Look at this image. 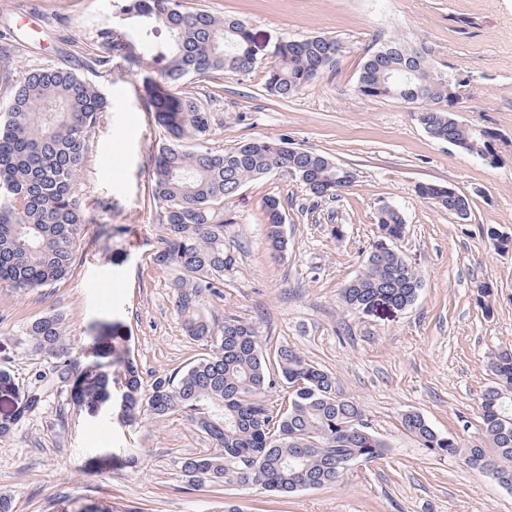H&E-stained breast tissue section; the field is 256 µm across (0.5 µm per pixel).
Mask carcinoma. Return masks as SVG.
I'll list each match as a JSON object with an SVG mask.
<instances>
[{"mask_svg":"<svg viewBox=\"0 0 512 512\" xmlns=\"http://www.w3.org/2000/svg\"><path fill=\"white\" fill-rule=\"evenodd\" d=\"M119 15L132 25L105 27L99 40L104 54L86 67L108 71L112 59L126 55L132 40L142 57L161 66L164 90H148L158 112L167 113V135L152 147L151 195L157 205L164 247L153 263L176 273V306L187 336L208 352L170 373L144 380L137 362L119 361L117 421L131 426L145 414L155 419L176 413L211 444L205 454L181 461V476L193 488L244 484L286 497L301 490L336 484L350 465L381 458L388 445L365 420L360 403L341 394L336 378L288 346L267 348L256 327L236 315L218 322L204 310L205 298L220 296L224 271L235 263L224 227L236 223L226 207L249 181L281 173L299 180L311 200L335 199L356 180L318 152L292 147L285 139H251L229 150L205 146L214 117L186 89L193 77L248 76L259 64L248 25L208 10L187 11L180 0H121ZM165 27L170 41L153 42L148 31ZM334 38L282 39L270 48L266 92L287 99L314 82L336 62ZM428 49L394 38L363 64L357 90L366 97L423 102L418 114L435 140L453 142L479 157L494 154L498 135L457 121L452 111L434 108L442 99L453 106L464 83L455 72L432 66ZM108 111L107 97L70 69L28 71L14 86L0 119V284L29 290L67 278L76 264L75 249L92 220L78 204L74 187L86 160L93 130ZM415 193L460 219L469 198L447 187L421 183ZM265 242L274 254L288 247L280 201L265 200ZM378 229L398 240L406 224L393 207H381ZM487 237L497 250L512 249V238L490 226ZM422 287L419 273L396 251L371 253L342 292L343 305L356 311L379 305L405 308ZM29 346L53 359L38 375L40 389L18 408L13 421L0 423V439L36 410L43 394L83 371L100 385L109 375L98 364L82 366L87 351L71 343L65 319L52 313L27 326ZM493 376L480 397V436L468 443L434 430L423 416L407 412L406 431L424 448L461 460L512 489V351L491 355ZM290 389L288 407L274 411L267 396L278 385Z\"/></svg>","mask_w":512,"mask_h":512,"instance_id":"cac0c4a2","label":"carcinoma"}]
</instances>
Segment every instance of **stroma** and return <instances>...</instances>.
Segmentation results:
<instances>
[{"label":"stroma","instance_id":"35a3bbf8","mask_svg":"<svg viewBox=\"0 0 512 512\" xmlns=\"http://www.w3.org/2000/svg\"><path fill=\"white\" fill-rule=\"evenodd\" d=\"M219 16L245 20L262 63L246 78L194 79L210 95L216 122L209 147L224 150L252 138L286 139L352 168L356 181L332 201H310L301 183L271 174L249 182L228 206L236 221L226 236L235 263L224 293L206 299L216 317L255 323L270 345H287L331 372L356 398L389 449L353 466L336 485L280 498L247 486L191 489L183 458L209 444L186 417H144L120 425L112 411L115 383L73 379L0 440V494L12 512H221L225 500L243 512H512V490L456 458L423 448L401 425L416 412L437 432L466 442L478 437L479 403L493 352L512 348V252L486 236H512V157L497 165L431 138L415 120L418 104L368 98L356 85L364 61L390 38L429 48L436 67L463 76L454 116L512 142V0H183ZM113 0H0V113L28 70H77L108 98L76 185L82 206L110 210L88 225L72 275L18 292L0 286V421L32 392L50 358L32 353L24 331L49 313L67 334L91 346L103 365L132 356L144 377L167 373L201 352L182 329L173 273L157 269L162 246L150 199V153L165 134L146 93L159 79L152 63L115 59L111 71L83 67L100 52L99 30L113 22ZM326 35L341 45L333 67L282 100L264 89L270 44ZM424 182L450 186L471 201L459 219L415 192ZM278 198L288 220L287 250L267 251L263 203ZM406 224L391 247L423 277L415 303L402 310L355 312L340 293L381 242L382 205ZM492 289L484 313L476 287ZM138 464H130V453Z\"/></svg>","mask_w":512,"mask_h":512}]
</instances>
